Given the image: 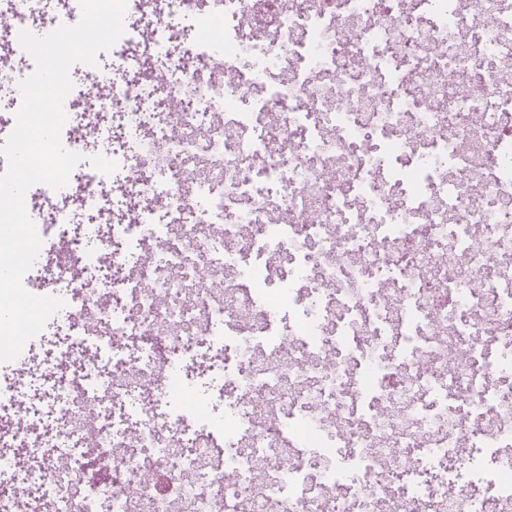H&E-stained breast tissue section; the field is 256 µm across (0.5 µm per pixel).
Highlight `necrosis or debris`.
<instances>
[{
	"instance_id": "4bbe7bcc",
	"label": "necrosis or debris",
	"mask_w": 512,
	"mask_h": 512,
	"mask_svg": "<svg viewBox=\"0 0 512 512\" xmlns=\"http://www.w3.org/2000/svg\"><path fill=\"white\" fill-rule=\"evenodd\" d=\"M127 11L116 65L79 70L111 88L79 121L113 174L35 187L61 255L23 286L74 287L46 322L59 372L0 362V409L35 384L51 401L0 430V512H18L17 481L55 512H512V0ZM0 13V103L17 109L35 68L19 31L82 12ZM449 72L470 109L440 88ZM106 187L114 209L149 203L113 225L107 261L67 205ZM203 259L220 288H197ZM92 340L108 359L75 361ZM100 457L110 474L86 486ZM153 468L166 493L141 486Z\"/></svg>"
}]
</instances>
